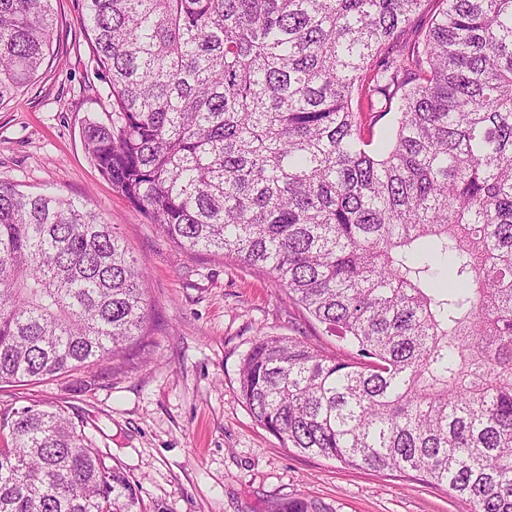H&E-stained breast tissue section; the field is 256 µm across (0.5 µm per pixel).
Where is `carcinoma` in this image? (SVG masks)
<instances>
[{"label": "carcinoma", "mask_w": 512, "mask_h": 512, "mask_svg": "<svg viewBox=\"0 0 512 512\" xmlns=\"http://www.w3.org/2000/svg\"><path fill=\"white\" fill-rule=\"evenodd\" d=\"M83 2L112 102L83 131L98 171L181 250L267 273L349 344L258 337L254 420L512 512V0H434L424 28L429 0ZM55 29L52 0H0V104ZM144 279L84 204L0 181V384L127 358ZM106 459L61 408L0 415V512H145Z\"/></svg>", "instance_id": "carcinoma-1"}]
</instances>
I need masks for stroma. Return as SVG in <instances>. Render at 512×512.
Listing matches in <instances>:
<instances>
[{
  "label": "stroma",
  "mask_w": 512,
  "mask_h": 512,
  "mask_svg": "<svg viewBox=\"0 0 512 512\" xmlns=\"http://www.w3.org/2000/svg\"><path fill=\"white\" fill-rule=\"evenodd\" d=\"M53 5L57 56L0 106V180L81 200L114 224L146 274L148 337L122 368L85 387L67 376L1 385L0 413L37 404L84 421L139 484L147 512H280L294 498L320 512H472L465 499L415 478L284 447L254 421L238 370L257 337L296 336L328 356L347 346L267 274L180 250L100 175L83 128L106 121L108 84L79 24L83 0Z\"/></svg>",
  "instance_id": "obj_1"
}]
</instances>
